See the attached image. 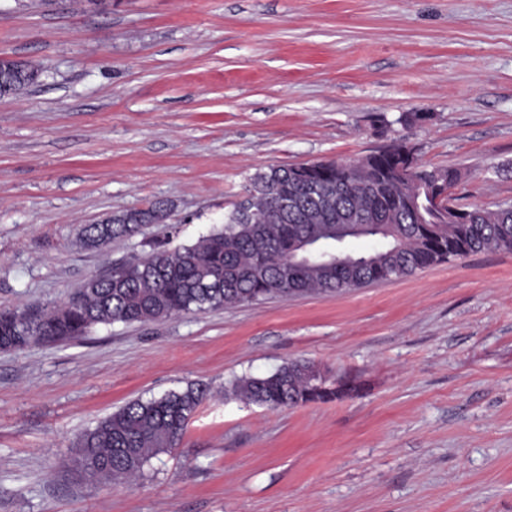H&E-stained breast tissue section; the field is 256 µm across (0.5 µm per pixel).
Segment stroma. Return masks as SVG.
I'll return each mask as SVG.
<instances>
[{
  "mask_svg": "<svg viewBox=\"0 0 512 512\" xmlns=\"http://www.w3.org/2000/svg\"><path fill=\"white\" fill-rule=\"evenodd\" d=\"M0 55L41 68L0 101V309L196 243L255 172L402 136L467 203L512 201V0H0ZM290 362L361 393L229 395ZM190 385L206 399L139 476L75 468L83 432ZM0 512H512V252L0 351ZM162 205L154 206L146 210L128 211L112 218V224H107L108 218L101 224H89L85 227V241L87 245L99 246L116 238H128L140 234L147 224L161 222L165 214Z\"/></svg>",
  "mask_w": 512,
  "mask_h": 512,
  "instance_id": "35a3bbf8",
  "label": "stroma"
}]
</instances>
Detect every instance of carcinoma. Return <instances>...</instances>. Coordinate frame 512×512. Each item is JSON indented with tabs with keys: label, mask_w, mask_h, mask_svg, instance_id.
<instances>
[{
	"label": "carcinoma",
	"mask_w": 512,
	"mask_h": 512,
	"mask_svg": "<svg viewBox=\"0 0 512 512\" xmlns=\"http://www.w3.org/2000/svg\"><path fill=\"white\" fill-rule=\"evenodd\" d=\"M415 147L397 140L368 155L358 170L344 162H305L273 166L249 179L248 197L224 216V226L193 245L133 256L98 278L96 287L59 306L0 311V348L11 351L35 342L77 339L99 324L146 323L179 314L249 305L273 297L339 293L411 276L432 265L468 257L487 248L512 251V206L469 209L470 221L456 224L444 215L423 224L415 212L420 183L439 178L449 190L460 180L457 169L405 171L401 156ZM324 192L331 207L368 208L383 223L366 225L368 239L382 235L379 247L354 253L347 242L333 244L341 261L324 264L311 254L294 265L298 243L321 232L327 213L311 195ZM294 189L297 212H283L277 198ZM164 207L128 211L110 224L85 227V241L99 246L140 234L161 222ZM230 393L269 409L326 401L336 392L311 384L308 365L292 362L277 371L239 379ZM206 396L187 387L157 399L133 400L79 440L78 464L108 480L136 477L153 456L178 444Z\"/></svg>",
	"instance_id": "obj_1"
}]
</instances>
